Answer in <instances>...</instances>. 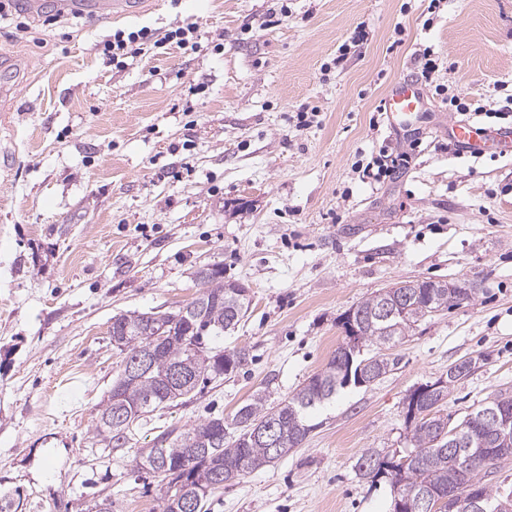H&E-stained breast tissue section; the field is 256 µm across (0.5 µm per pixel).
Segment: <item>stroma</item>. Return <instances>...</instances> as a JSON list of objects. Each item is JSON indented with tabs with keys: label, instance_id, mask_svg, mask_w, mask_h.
Segmentation results:
<instances>
[{
	"label": "stroma",
	"instance_id": "stroma-1",
	"mask_svg": "<svg viewBox=\"0 0 512 512\" xmlns=\"http://www.w3.org/2000/svg\"><path fill=\"white\" fill-rule=\"evenodd\" d=\"M0 0V506L8 512H160L138 449L258 392L277 401L325 368L338 320L405 280H468L472 301L414 326L393 371L315 411L288 456L225 484L208 512H391L361 477L364 449L410 445L416 386L477 365L444 412L512 390V156L448 149L440 97L418 129L378 108L420 77L488 109L512 97V0H142L138 15ZM195 23L197 48L145 44L125 64L116 31L163 38ZM317 107L301 127L296 114ZM419 140L408 168L367 183L358 164ZM246 284V317L217 339L248 359L153 412L123 448L95 437L122 363L113 316L175 311L194 271Z\"/></svg>",
	"mask_w": 512,
	"mask_h": 512
}]
</instances>
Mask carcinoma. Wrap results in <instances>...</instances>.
I'll return each instance as SVG.
<instances>
[{"mask_svg": "<svg viewBox=\"0 0 512 512\" xmlns=\"http://www.w3.org/2000/svg\"><path fill=\"white\" fill-rule=\"evenodd\" d=\"M202 285L199 298L205 301L192 323L185 321L183 309L166 313L170 334L153 346L150 366L134 379L118 374L110 395L97 412L96 433L113 448H123L131 439L134 427L148 413L171 405L192 392L190 388L172 382L171 371L203 352L196 379L218 380L234 371L247 359L243 349L224 352L214 349L211 339L221 336L231 322H239L247 313L251 300L249 287L238 281L224 280V268L203 266L197 270ZM477 289L463 293L448 289L447 281L418 280L415 287L403 288L397 282L382 288L341 315L339 323L344 333L340 344L326 367L310 377L293 395L273 404L269 395L258 393L241 407L234 418L236 435L226 438L224 418L213 417L187 429L161 433L152 448L140 449L135 467L161 477L166 490L161 497V512H183L184 489L196 492V512H206L210 494L218 489L212 475L222 474L226 484L285 457L298 447L314 429L308 423L309 413L331 400L336 393L357 383L356 371L366 362L376 381L395 367V360L383 353V348L398 342L418 321L436 313L457 307L475 298ZM403 300L405 311L395 310L382 318L379 311L384 301ZM146 314L114 316L125 329L124 357L134 358L149 346ZM371 346L367 357L361 348ZM466 375L449 377L435 390L438 406L419 408V416L410 421L411 447L380 458L366 449L355 467L360 475L388 481L393 501L404 504L402 512H419L420 495L434 491L446 497L453 495L457 504L454 512H505L502 505L512 507V491L503 493L492 481L501 459L512 456V443L504 447L484 429L477 419L478 411L465 415L456 426L469 439L466 448H452L448 441V416L441 406ZM123 410L124 425L113 423L115 412ZM270 420L275 421L278 444L270 447L265 439L253 437L254 429ZM472 457L468 468L457 465V455ZM477 490L480 509L468 502V492Z\"/></svg>", "mask_w": 512, "mask_h": 512, "instance_id": "1", "label": "carcinoma"}]
</instances>
